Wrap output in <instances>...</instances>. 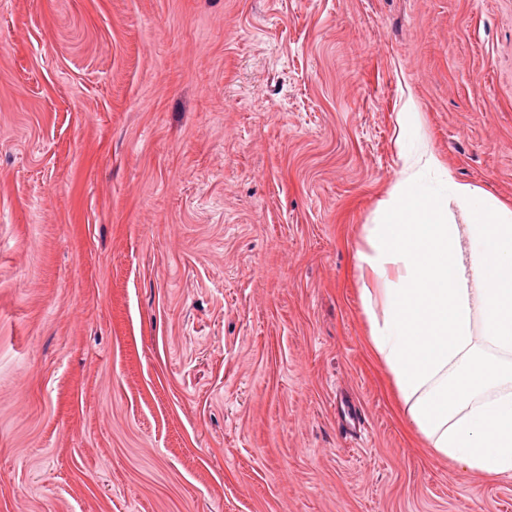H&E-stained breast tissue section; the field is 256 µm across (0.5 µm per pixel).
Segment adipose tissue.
I'll use <instances>...</instances> for the list:
<instances>
[{
    "instance_id": "adipose-tissue-1",
    "label": "adipose tissue",
    "mask_w": 512,
    "mask_h": 512,
    "mask_svg": "<svg viewBox=\"0 0 512 512\" xmlns=\"http://www.w3.org/2000/svg\"><path fill=\"white\" fill-rule=\"evenodd\" d=\"M378 212L357 254L359 299L404 415L435 455L510 479L512 207L412 173Z\"/></svg>"
}]
</instances>
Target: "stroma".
Instances as JSON below:
<instances>
[{
	"mask_svg": "<svg viewBox=\"0 0 512 512\" xmlns=\"http://www.w3.org/2000/svg\"><path fill=\"white\" fill-rule=\"evenodd\" d=\"M421 145L512 204V0H0V512H512L369 344Z\"/></svg>",
	"mask_w": 512,
	"mask_h": 512,
	"instance_id": "1",
	"label": "stroma"
}]
</instances>
